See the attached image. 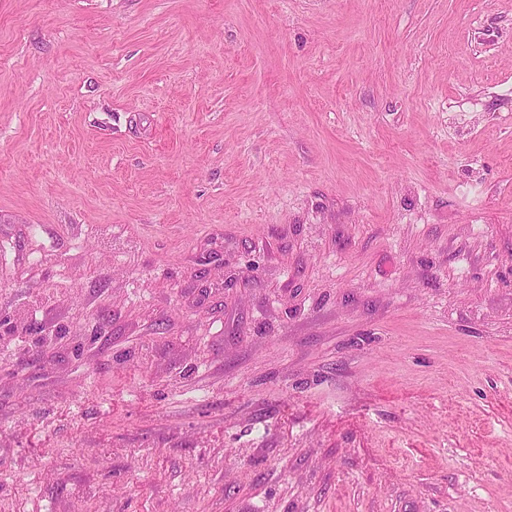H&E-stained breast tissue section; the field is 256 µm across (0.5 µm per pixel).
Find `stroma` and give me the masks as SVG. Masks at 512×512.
<instances>
[{
    "label": "stroma",
    "mask_w": 512,
    "mask_h": 512,
    "mask_svg": "<svg viewBox=\"0 0 512 512\" xmlns=\"http://www.w3.org/2000/svg\"><path fill=\"white\" fill-rule=\"evenodd\" d=\"M0 512H512V0H0Z\"/></svg>",
    "instance_id": "1"
}]
</instances>
